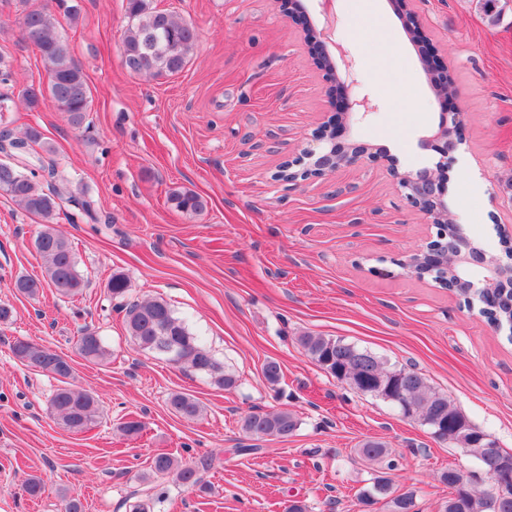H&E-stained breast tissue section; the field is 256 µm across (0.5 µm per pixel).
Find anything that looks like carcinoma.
Returning <instances> with one entry per match:
<instances>
[{"instance_id":"cac0c4a2","label":"carcinoma","mask_w":512,"mask_h":512,"mask_svg":"<svg viewBox=\"0 0 512 512\" xmlns=\"http://www.w3.org/2000/svg\"><path fill=\"white\" fill-rule=\"evenodd\" d=\"M20 3L22 36L38 48L48 76L46 83L25 88L21 94L22 102L31 111L48 105L65 114L71 127L78 129L84 124L92 106L85 75L58 32L54 12L47 5H36L31 0H20ZM126 14L128 25L122 53L125 68L133 74L157 77L181 72L197 46L195 27L152 7L151 0H126ZM43 152L53 153L54 146L34 127L27 128L19 137L8 130L0 133V153L4 156L0 160V192L42 221V229L33 239V248L42 261L45 279L40 281L22 276L15 280L14 288L22 294L34 296L46 285L63 297L73 298L82 293L84 277L77 269L71 243L57 232L53 224L64 201L96 221L99 217L93 201L71 193L67 195L55 185L57 172L54 166L41 164L33 167L32 159H41ZM45 181L52 183L53 189L45 190ZM169 201L177 210L189 214H197L207 206L201 195L187 190L171 192ZM108 291L117 301V308L125 311L129 336L138 349L162 355L174 366L205 374L214 385L224 390L236 388L235 375L215 361L201 339L174 315L166 301L148 299L136 304L124 303L128 279L122 272L112 273ZM481 305L487 309L489 321L507 319L500 298L486 297L481 300ZM297 341L322 370L357 392L379 398L393 386L402 388L407 410L401 412V416L420 422L434 439L456 445L482 465L487 479L498 473L502 459L512 460V451L500 448L496 439L472 426L448 401V396L431 388L422 374L414 369L390 366L382 358L340 337L304 334ZM169 346L175 348V355L165 352ZM77 350L83 359L92 363L104 362L111 356L103 338L87 329L78 336ZM12 352L28 367L62 380L71 376L72 368L67 360L47 347L18 340L13 344ZM262 372L271 385L278 384L283 377L281 365L275 360L266 361ZM169 404L175 413L188 420H195L204 412L197 399L182 392L171 394ZM50 406L59 425L72 433L85 431L102 415L99 400L94 394L67 385L57 389ZM299 426L298 415L287 408L250 413L241 424L243 432L253 440L272 437L284 441L293 436ZM357 455L381 469L379 475L372 478L371 485L357 494L359 504L371 507L386 498L391 512H415L414 491L389 497L392 482L388 472L395 470L397 464L391 458V450L386 443L366 440L359 444ZM212 464L211 457L197 464L183 462L169 454H158L141 479L165 478L178 487L202 491L206 489L204 474ZM462 475L464 472L461 470L440 474L439 480L450 489V496L442 503L441 512H512V497H500L496 505H491L489 487L478 486L460 495L457 482Z\"/></svg>"}]
</instances>
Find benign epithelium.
<instances>
[{"label": "benign epithelium", "instance_id": "7a95c632", "mask_svg": "<svg viewBox=\"0 0 512 512\" xmlns=\"http://www.w3.org/2000/svg\"><path fill=\"white\" fill-rule=\"evenodd\" d=\"M279 8L293 22L303 26L310 53L328 61L319 66L327 84V94L335 104L334 118L322 123L311 134L315 145L305 147L287 160L276 175L278 181L319 178L367 158L386 166L397 188L412 207L425 214L437 228L434 239L411 251L401 263L418 279L429 277L456 293L459 299L474 305L480 296L496 288H512V260L505 261L468 238L448 208V168L453 153L462 141V126L456 112L439 113L437 130L421 139L422 146L439 156L435 166L418 171L401 170L397 160L382 150L346 138L354 116L366 117L374 110L369 99L351 91L342 81L338 66L325 45L324 31L311 26L298 10L296 0H278ZM402 22L412 41L419 47L424 68L432 82L436 99L448 103L455 94L448 88V67L423 33L414 12L402 14Z\"/></svg>", "mask_w": 512, "mask_h": 512}]
</instances>
